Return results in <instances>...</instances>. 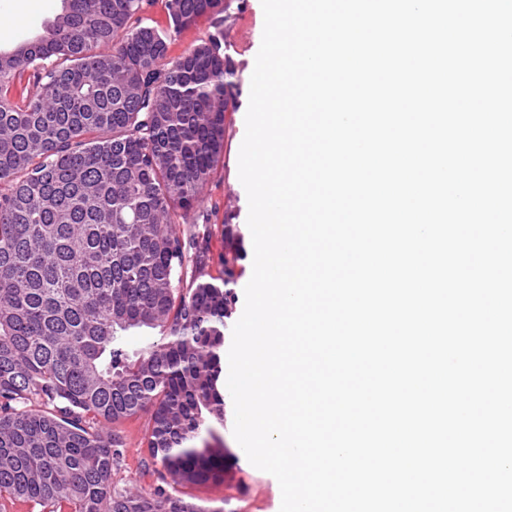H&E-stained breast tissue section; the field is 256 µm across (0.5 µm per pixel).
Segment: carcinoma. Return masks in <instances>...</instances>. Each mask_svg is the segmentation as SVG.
<instances>
[{"instance_id": "carcinoma-1", "label": "carcinoma", "mask_w": 512, "mask_h": 512, "mask_svg": "<svg viewBox=\"0 0 512 512\" xmlns=\"http://www.w3.org/2000/svg\"><path fill=\"white\" fill-rule=\"evenodd\" d=\"M62 0L0 51V512H221L182 488L224 481L226 285L191 220L224 157L234 70L224 31L172 58V34L226 0ZM37 91L21 102L23 77ZM189 225L180 234L178 223ZM157 330L137 351L128 339ZM149 415L157 484L120 488L115 427Z\"/></svg>"}]
</instances>
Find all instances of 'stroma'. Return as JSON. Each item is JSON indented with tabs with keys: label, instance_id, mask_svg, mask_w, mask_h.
Instances as JSON below:
<instances>
[{
	"label": "stroma",
	"instance_id": "1",
	"mask_svg": "<svg viewBox=\"0 0 512 512\" xmlns=\"http://www.w3.org/2000/svg\"><path fill=\"white\" fill-rule=\"evenodd\" d=\"M224 11V50L236 71L237 84L233 102L225 114L227 137L224 157L207 185L203 200L198 206L213 236L211 256L221 259L228 248L223 227L236 225L243 240L244 251L235 268L232 285V320H239L244 306L243 286L252 275L253 247L247 225L248 199L239 180L238 158L245 135V115L249 103L250 79L256 54L261 45L264 15L261 0H226ZM62 8L61 0H51L48 8L32 15L28 20H18V0H0V49L8 51L31 41L44 32V26ZM147 416L134 417L119 424L124 439V458L115 475L119 486L131 491L148 490L155 484L154 476L144 474L142 463L147 451L142 438ZM234 406L226 404L224 427L220 435L224 440V480L187 487L186 492L194 501L225 512H280L281 490L274 476L254 467L239 448L234 436Z\"/></svg>",
	"mask_w": 512,
	"mask_h": 512
}]
</instances>
